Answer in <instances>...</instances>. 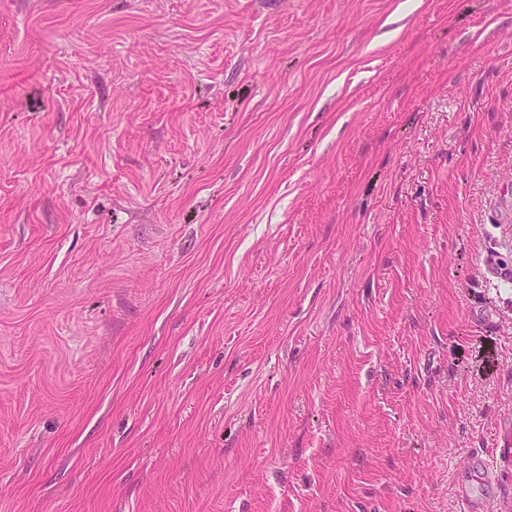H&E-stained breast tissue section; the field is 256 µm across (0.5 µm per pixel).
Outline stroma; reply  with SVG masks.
I'll list each match as a JSON object with an SVG mask.
<instances>
[{
  "label": "stroma",
  "mask_w": 512,
  "mask_h": 512,
  "mask_svg": "<svg viewBox=\"0 0 512 512\" xmlns=\"http://www.w3.org/2000/svg\"><path fill=\"white\" fill-rule=\"evenodd\" d=\"M494 265L512 0H0V512H461Z\"/></svg>",
  "instance_id": "35a3bbf8"
}]
</instances>
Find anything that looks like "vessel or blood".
I'll list each match as a JSON object with an SVG mask.
<instances>
[{"instance_id":"b4317fda","label":"vessel or blood","mask_w":512,"mask_h":512,"mask_svg":"<svg viewBox=\"0 0 512 512\" xmlns=\"http://www.w3.org/2000/svg\"><path fill=\"white\" fill-rule=\"evenodd\" d=\"M496 447V456L491 460L479 453L471 454L469 467L457 478L455 493L467 512H492V499L478 497L476 490L497 483L502 465L512 464V426L499 432Z\"/></svg>"}]
</instances>
